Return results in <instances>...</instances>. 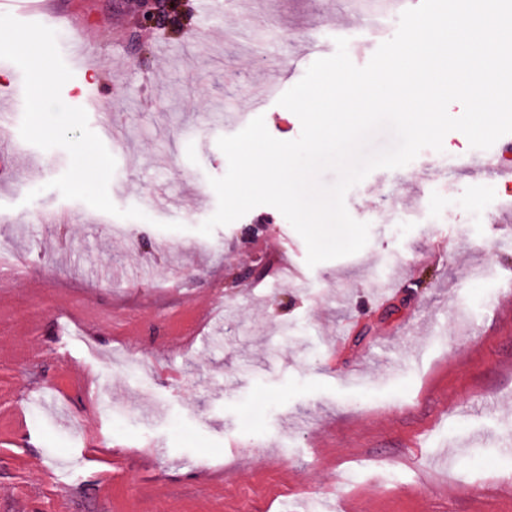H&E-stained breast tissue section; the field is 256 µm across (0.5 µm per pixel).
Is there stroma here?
I'll list each match as a JSON object with an SVG mask.
<instances>
[{"label":"stroma","instance_id":"1","mask_svg":"<svg viewBox=\"0 0 512 512\" xmlns=\"http://www.w3.org/2000/svg\"><path fill=\"white\" fill-rule=\"evenodd\" d=\"M55 2L63 60L77 38L93 51L61 97L116 159L114 204L146 217L49 188L69 155L21 138L23 73L0 59V252L31 258L0 278V512H311L342 485L359 512H512V209L498 181L416 179L473 155L463 133L348 191L370 225L356 254L308 266L269 205L197 231L228 168L219 137L259 115L277 139L301 133L276 99L253 107L261 88H291L299 52L333 55L315 40L339 22L369 41L349 54L365 66L397 19L373 34L374 0H219L198 36L138 42L128 0ZM72 306L100 359L65 340Z\"/></svg>","mask_w":512,"mask_h":512}]
</instances>
